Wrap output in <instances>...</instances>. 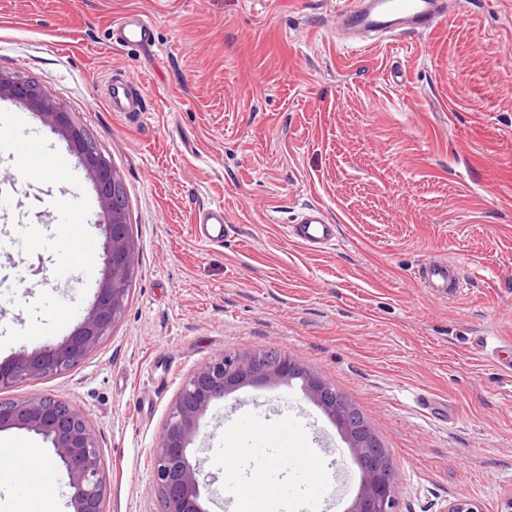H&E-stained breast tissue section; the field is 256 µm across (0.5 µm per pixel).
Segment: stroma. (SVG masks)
I'll return each instance as SVG.
<instances>
[{
    "label": "stroma",
    "instance_id": "obj_1",
    "mask_svg": "<svg viewBox=\"0 0 512 512\" xmlns=\"http://www.w3.org/2000/svg\"><path fill=\"white\" fill-rule=\"evenodd\" d=\"M346 0H0V72L28 76L94 138L128 198L136 242L126 310L76 366L21 380L0 400L45 395L93 429L105 512H161L154 453L183 384L223 353L271 349L345 395L388 449L396 512H444L468 497L501 512L512 497V0H461L433 35L359 51L336 40ZM153 25L147 45L109 34L121 16ZM144 110L110 112L112 76ZM53 174L14 181L0 239V361L61 341L90 308L105 265L59 270L55 244L73 188ZM220 204L228 229L200 242L193 218ZM320 205L335 246L313 251L287 224ZM460 267L452 298L418 269ZM277 420L252 444L246 411ZM18 459L0 477V512L33 485L54 512L71 490L50 441L0 428ZM319 449L314 470L274 466L282 450ZM211 487L203 512H246L262 474L261 512H346L360 472L333 421L300 381L253 384L214 400L188 446Z\"/></svg>",
    "mask_w": 512,
    "mask_h": 512
}]
</instances>
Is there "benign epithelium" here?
<instances>
[{"label": "benign epithelium", "mask_w": 512, "mask_h": 512, "mask_svg": "<svg viewBox=\"0 0 512 512\" xmlns=\"http://www.w3.org/2000/svg\"><path fill=\"white\" fill-rule=\"evenodd\" d=\"M28 104L78 154L98 192L106 217L105 275L96 299L80 324L64 340L32 353H20L0 362V390L20 380L61 371L83 359L119 322L127 299L126 284L133 274L136 243L122 206L116 201L120 179L108 157L75 124L71 113L51 100L34 82L0 73V98ZM302 380L306 396L320 406L348 441L361 472L359 492L347 512H394L396 483L388 452L373 431L360 422L354 406L308 371L297 359L274 350L225 353L212 359L185 382L169 408L160 442L154 449L153 484L162 512H203L199 505L197 467L187 447L198 431L210 403L240 387ZM14 426L51 441L72 489L73 512H103L105 476L100 466L97 438L83 414L48 396L23 401H0V428Z\"/></svg>", "instance_id": "1"}]
</instances>
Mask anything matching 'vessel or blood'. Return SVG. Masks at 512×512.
<instances>
[{
    "label": "vessel or blood",
    "instance_id": "b4317fda",
    "mask_svg": "<svg viewBox=\"0 0 512 512\" xmlns=\"http://www.w3.org/2000/svg\"><path fill=\"white\" fill-rule=\"evenodd\" d=\"M450 8V0H349L347 6L337 11L333 25L342 43L361 46L376 36L422 37L433 34L447 18ZM152 36L151 26L137 13L127 14L112 26V42L123 48L142 46ZM108 106L113 112L131 113L142 109L135 87L123 78L113 79L110 84ZM34 138L35 131L27 113L0 114V155L6 156L27 179L40 178L47 165L64 174L72 173L71 159L65 153L32 154L30 146ZM195 224L202 240L223 242V205L199 209ZM287 231L308 247L330 245L336 239L335 224L327 219L322 207L314 204L304 206ZM422 278L425 287L442 298L457 294L460 288L459 267L454 262H427Z\"/></svg>",
    "mask_w": 512,
    "mask_h": 512
}]
</instances>
